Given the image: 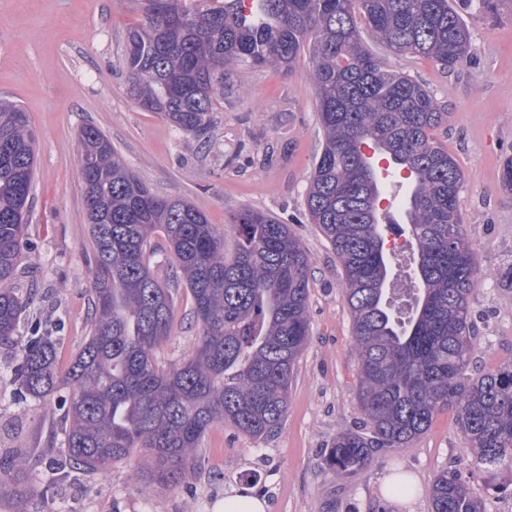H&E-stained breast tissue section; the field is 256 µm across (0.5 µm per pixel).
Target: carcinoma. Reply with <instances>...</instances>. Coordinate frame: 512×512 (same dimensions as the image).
I'll list each match as a JSON object with an SVG mask.
<instances>
[{"label": "carcinoma", "mask_w": 512, "mask_h": 512, "mask_svg": "<svg viewBox=\"0 0 512 512\" xmlns=\"http://www.w3.org/2000/svg\"><path fill=\"white\" fill-rule=\"evenodd\" d=\"M123 65L148 112L196 136L214 125L224 82L238 67L312 63L324 142L305 194L310 223L336 252L357 350L356 402L366 432L341 430L323 455L334 476L354 475L376 448H403L453 409L476 466L512 471V362L470 366L476 255L460 210L464 175L434 138L447 108L422 83L387 68L362 33L397 53L454 69L470 30L451 0H138ZM90 243V328L66 372L56 342L27 333L30 294L10 288L23 254L35 180L36 134L27 112L0 99V346L17 350L13 397L58 392L64 459L36 496L28 450L0 456L11 512H49L45 496L71 473L105 475L132 457L149 467L139 491L176 487L198 466L207 431L224 423L253 438L288 410L296 364L310 338L311 259L290 227L252 208L233 212L224 237L189 201L156 195L96 125L79 129ZM407 172L405 218L415 254L407 320L392 307L390 254L377 236L383 186L364 149ZM163 244H158L157 239ZM165 276L151 267L157 247ZM187 290L200 333L177 363L162 364L175 292ZM431 512H486L467 481L446 471L429 490Z\"/></svg>", "instance_id": "obj_1"}]
</instances>
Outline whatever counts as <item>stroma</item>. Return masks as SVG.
Instances as JSON below:
<instances>
[{"label": "stroma", "instance_id": "obj_1", "mask_svg": "<svg viewBox=\"0 0 512 512\" xmlns=\"http://www.w3.org/2000/svg\"><path fill=\"white\" fill-rule=\"evenodd\" d=\"M455 6L471 33L470 60L448 71L428 59L383 51L389 69L424 81L448 107L436 139L464 172L460 208L479 265L470 303L476 329L474 365L512 361V191L501 170L512 157V0L499 19L469 0ZM133 0H0V98L17 102L36 132L37 170L22 274L12 286L34 291L27 319L56 341L68 365L88 333L90 270L82 205L77 131L103 130L152 191L189 200L224 233L232 255L236 232L228 215L249 207L288 224L311 259L310 343L300 358L278 431L253 439L214 425L184 484L138 492L139 466L127 462L106 476L79 474L60 484L53 512H214L225 494L265 499L266 512H430L429 488L441 471L458 474L487 512H512V475L477 469L452 412L405 448H381L361 473L333 478L321 455L336 433L363 427L357 410V354L343 295L342 269L331 246L305 215V191L323 144L308 58L292 69L236 70L218 97L210 142L173 128L139 108L123 67L125 34L138 23ZM187 292L175 303L169 339L157 357L180 359L197 329ZM15 351L0 346V453L45 447L56 397L12 399ZM394 474L413 491L392 494Z\"/></svg>", "mask_w": 512, "mask_h": 512}]
</instances>
